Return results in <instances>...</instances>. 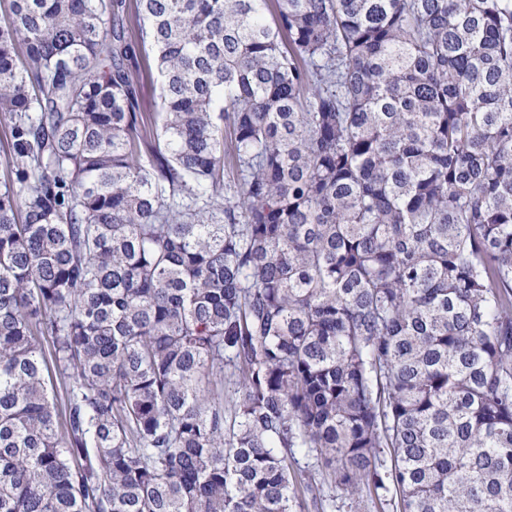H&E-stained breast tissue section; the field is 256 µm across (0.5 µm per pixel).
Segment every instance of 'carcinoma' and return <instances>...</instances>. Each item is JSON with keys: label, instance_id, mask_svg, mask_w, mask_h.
Instances as JSON below:
<instances>
[{"label": "carcinoma", "instance_id": "carcinoma-1", "mask_svg": "<svg viewBox=\"0 0 512 512\" xmlns=\"http://www.w3.org/2000/svg\"><path fill=\"white\" fill-rule=\"evenodd\" d=\"M268 2L10 0L0 512H512V0ZM142 82L140 86V108L145 113L148 121L152 122L158 119V113L161 112V101L159 98L158 74L155 69L154 56L152 51L138 57ZM299 468L306 475V478L312 480L320 488L321 495L324 499H335V505L332 512H392L391 506L384 501H377L374 498L363 493L360 497H349L342 494L334 487L332 488L327 481H324L321 472L318 470L311 458H300ZM334 496V498H331Z\"/></svg>", "mask_w": 512, "mask_h": 512}]
</instances>
